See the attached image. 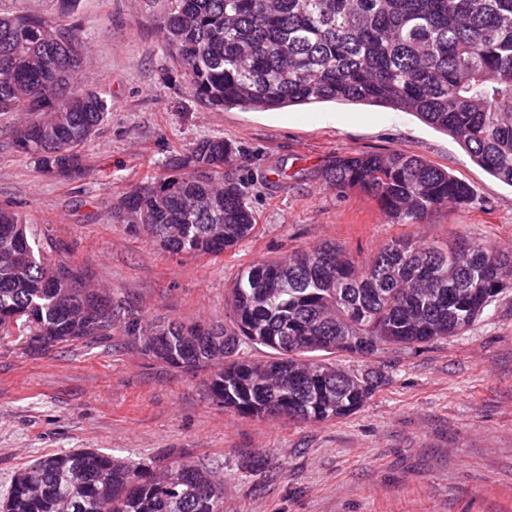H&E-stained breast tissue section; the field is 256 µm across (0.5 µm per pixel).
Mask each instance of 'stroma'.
Masks as SVG:
<instances>
[{"label":"stroma","mask_w":512,"mask_h":512,"mask_svg":"<svg viewBox=\"0 0 512 512\" xmlns=\"http://www.w3.org/2000/svg\"><path fill=\"white\" fill-rule=\"evenodd\" d=\"M166 0H0L1 14L66 19L85 35L87 81L105 93L107 120L69 177L39 170L17 145L24 115L0 112V205L19 212L41 249L79 266L112 296L111 335L50 351L0 339V495L17 471L55 451L90 448L129 461L182 457L224 481V512H512V288L469 331L415 350L337 362L383 375L357 413L299 423L244 418L205 393V372L146 355L129 318L224 323L249 265L333 242L368 257L392 239L445 242L465 228L512 250V186L474 164L447 134L413 114L334 102L279 111L214 110L186 88L164 52ZM238 149L257 226L217 257L173 255L110 222L112 202L167 173L195 143ZM400 150L448 170L474 202L399 224L371 193L330 188L338 155ZM264 456L269 471L248 474Z\"/></svg>","instance_id":"35a3bbf8"}]
</instances>
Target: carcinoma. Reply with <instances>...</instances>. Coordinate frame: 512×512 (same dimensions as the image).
<instances>
[{"mask_svg":"<svg viewBox=\"0 0 512 512\" xmlns=\"http://www.w3.org/2000/svg\"><path fill=\"white\" fill-rule=\"evenodd\" d=\"M162 45L204 105L274 111L322 102L420 117L512 186V0H167ZM74 26L0 15V112L32 120L17 145L50 175L81 170L108 100L81 83ZM237 148L203 140L112 204L111 218L164 250L219 255L255 228ZM340 192L372 193L399 224L473 203L448 171L399 150L338 156L324 172ZM512 288V250L458 231L443 248L393 239L357 260L331 244L260 261L235 281L229 322L129 323L142 350L173 369L208 371L209 397L243 417L324 422L359 411L382 375L352 374L332 355L372 356L466 332ZM112 299L78 268L42 252L20 213L0 208V336L48 349L112 332ZM273 350L265 361L245 346ZM0 512H224V484L195 462H132L88 448L21 468Z\"/></svg>","mask_w":512,"mask_h":512,"instance_id":"obj_1","label":"carcinoma"}]
</instances>
